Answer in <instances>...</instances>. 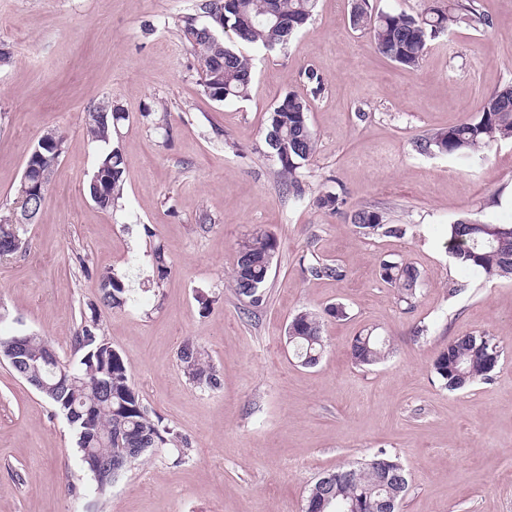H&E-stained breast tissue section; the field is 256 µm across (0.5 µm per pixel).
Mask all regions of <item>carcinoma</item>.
Here are the masks:
<instances>
[{"instance_id":"obj_1","label":"carcinoma","mask_w":512,"mask_h":512,"mask_svg":"<svg viewBox=\"0 0 512 512\" xmlns=\"http://www.w3.org/2000/svg\"><path fill=\"white\" fill-rule=\"evenodd\" d=\"M224 0H197L195 13L182 17L180 36L190 44L198 57L205 94L215 102L245 99L253 82L251 55L224 44L223 35L231 32L237 42L251 49L272 52L285 48L292 35L300 31L312 16L315 0H233L232 9L222 8ZM350 26L370 36L377 52L397 65L415 69L429 49V43L452 27L484 30L488 16L480 9L479 0H448L435 3L424 13L412 16L403 12L377 10L369 0H354ZM309 104L296 92L287 93L269 112L265 143L280 165L279 173L288 192L295 197L305 193L299 170L316 152L317 141L308 122ZM127 119L121 108L109 102L99 103L86 120V131L92 139L103 143L102 153L87 185L91 200L102 209H110L123 196L124 158L112 134ZM512 139V83L487 96L473 120L439 129L416 142L425 154L444 156L474 155L494 143ZM47 191L38 194L17 189L15 210L39 213ZM14 213L0 218V257L25 253L29 247L27 229L13 221ZM351 223L364 235L400 238L405 229L400 224L385 223L382 214L358 208ZM279 249L277 237L261 233L237 243V263L232 275V288L239 297L253 305L265 299L272 260ZM447 249L454 263L467 272L486 280L512 278V224L496 226L479 219H463L448 228ZM152 261L156 284L170 274L164 248L155 244ZM305 271L314 278L339 279V267L311 261ZM379 275L397 288L401 301L410 303L420 277L416 268L398 262L383 261ZM99 304L105 310L124 307L129 300L123 277L102 273ZM291 322L294 333L288 343L303 367L316 366L325 349L321 317L301 311ZM74 364L59 356L44 361L53 350L50 341L36 333L27 334V360L10 364L21 378H40L42 395L68 422L76 434L84 472L103 495L124 471L137 465L155 448H171L173 462L179 464L189 455L188 437L175 427L163 423L143 403L131 382L127 362L103 335L100 313L94 307L90 315H82L72 340ZM389 341L366 330L354 337L350 356L357 365H373L389 355ZM502 355L500 343L484 333L461 336L448 342L433 364L445 388L463 390L478 381L490 379ZM178 359L187 379L200 388L221 386L218 370L210 363L206 351L194 342L181 347ZM112 458V470L98 467L101 458ZM334 479L315 482L305 499L304 512L321 497L330 499L328 509L342 512L353 501L384 498L396 494L401 503L408 487L402 466L386 451L379 450L357 465L340 466Z\"/></svg>"}]
</instances>
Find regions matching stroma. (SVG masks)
<instances>
[{
    "label": "stroma",
    "instance_id": "1",
    "mask_svg": "<svg viewBox=\"0 0 512 512\" xmlns=\"http://www.w3.org/2000/svg\"><path fill=\"white\" fill-rule=\"evenodd\" d=\"M191 6L0 0V45L11 53L0 63V216L43 133L65 137L29 251L0 258V329L45 336L72 358L100 273L140 270L162 244L168 278L142 279L125 308L102 312L101 330L144 404L192 444L177 465L169 449L154 450L98 495L67 421L0 359V512H302L325 472L381 449L407 474L400 512H512V279L474 277L445 247L456 220L512 224V141L473 157L414 147L475 118L512 82V0H480L489 28L439 35L413 70L350 27L351 0H317L283 51L257 54L248 99L220 104L179 35ZM309 67L324 89L309 101L318 145L299 200L282 189L264 137L271 108L306 92ZM108 100L127 119L117 131L123 198L104 210L85 191L102 150L85 123ZM327 193L337 212L317 207ZM362 206L405 235H360L348 216ZM256 232L275 235L279 249L267 297L248 315L231 274L237 241ZM314 257L343 279L310 277ZM383 260L419 271L411 303L381 280ZM456 281L462 290L449 294ZM336 304L346 318L326 316ZM303 310L322 315L327 340L313 368L286 342ZM365 329L391 343L373 366L349 355ZM476 332L500 342L502 359L491 380L448 391L433 363L449 340ZM189 340L220 371V389L184 375L178 352Z\"/></svg>",
    "mask_w": 512,
    "mask_h": 512
}]
</instances>
